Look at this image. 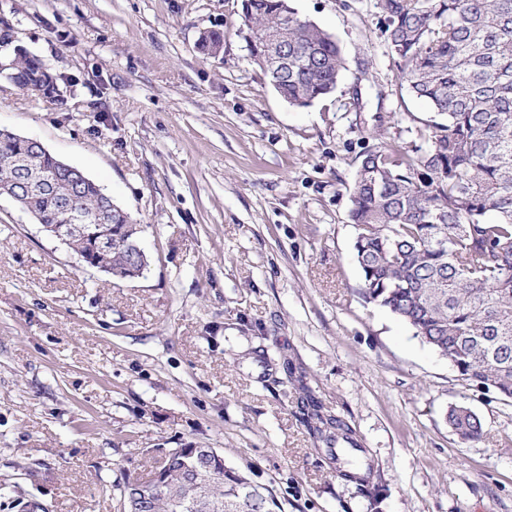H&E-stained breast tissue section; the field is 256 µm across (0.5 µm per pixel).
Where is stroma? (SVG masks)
<instances>
[{
  "instance_id": "stroma-1",
  "label": "stroma",
  "mask_w": 512,
  "mask_h": 512,
  "mask_svg": "<svg viewBox=\"0 0 512 512\" xmlns=\"http://www.w3.org/2000/svg\"><path fill=\"white\" fill-rule=\"evenodd\" d=\"M292 5L348 61L303 109L251 59L241 0H0V56L59 77L46 98L0 76V128L101 185L150 260L114 280L0 197V512H121L120 486L184 446L218 449L285 512H512V403L361 295L359 161L424 146L428 107L400 85L378 0ZM208 30L219 56L198 49ZM306 386L354 429L379 505L307 432ZM447 420L452 431L463 443L477 442L483 435L481 419L467 407H451L447 414Z\"/></svg>"
}]
</instances>
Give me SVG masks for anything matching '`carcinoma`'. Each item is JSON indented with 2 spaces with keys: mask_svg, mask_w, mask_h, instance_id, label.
<instances>
[{
  "mask_svg": "<svg viewBox=\"0 0 512 512\" xmlns=\"http://www.w3.org/2000/svg\"><path fill=\"white\" fill-rule=\"evenodd\" d=\"M250 55L281 41L288 62L262 66L269 84L292 107L307 108L336 89L346 58L315 22L286 21L290 0H241ZM388 47L408 94L426 101L427 147L411 156L398 147L364 152L356 172L349 219L366 301L388 309L415 336L448 359L467 387L512 402V0H380ZM224 33L201 34L199 50L218 55ZM4 76L18 89L52 95L58 78L18 49L5 57ZM29 183L18 201L37 224H75L66 247L85 265L126 279L143 271L140 225L88 175H79L28 138L0 130V188ZM304 425L329 454L363 453L355 432L328 413L301 385ZM464 443L481 439V419L464 406L447 414ZM195 459L176 448L159 469L164 495L151 512H186L184 473ZM371 468L351 463L340 475L369 498ZM252 483L218 465L212 498L221 512H281L264 487L255 497L234 494Z\"/></svg>",
  "mask_w": 512,
  "mask_h": 512,
  "instance_id": "obj_1",
  "label": "carcinoma"
}]
</instances>
